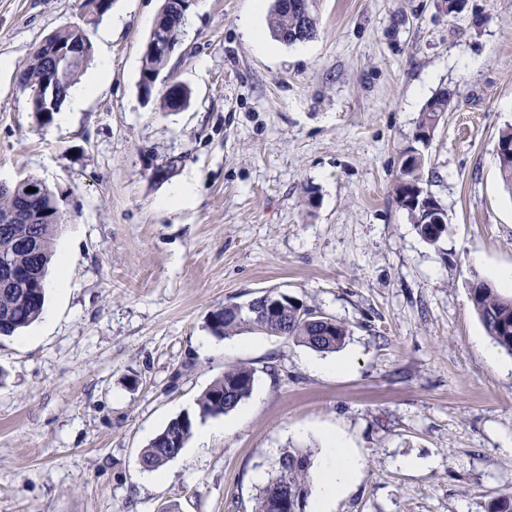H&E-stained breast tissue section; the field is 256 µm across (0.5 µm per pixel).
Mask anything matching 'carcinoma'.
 Returning <instances> with one entry per match:
<instances>
[{
	"label": "carcinoma",
	"instance_id": "1",
	"mask_svg": "<svg viewBox=\"0 0 512 512\" xmlns=\"http://www.w3.org/2000/svg\"><path fill=\"white\" fill-rule=\"evenodd\" d=\"M83 23L67 26L46 41L62 46H75L79 55L61 74V92L67 95L82 76L94 53L90 29L95 27L110 10L103 0H82ZM166 25L180 31L186 12L180 8V0H163L160 9ZM269 29L274 39L294 44L312 39L316 35V18L306 19L301 13L280 5L274 0L269 16ZM169 59L143 49L141 89L145 98L153 90L154 74L167 69ZM56 68L55 61L46 53L36 49L29 64L21 74V80L30 89L36 88L49 71ZM456 92L442 88L433 94L420 112L411 144L401 152V164L392 191L397 205L408 213L420 234L430 243L437 242L446 232L447 224H434L436 216L446 217L445 209L429 191L424 189L425 154L420 148L431 139L445 114L453 106ZM499 179L508 192H512V154H498ZM39 181L28 179L0 188V212L25 208L40 220L41 237L36 249L21 246L31 226L15 224L7 233L0 232V257L8 256L15 270L28 272L23 288H0V336H11L36 322L45 303V284L52 261V245L61 226L58 203L51 193L45 191L38 199H28L26 188ZM469 299L487 334L505 351L512 354V295H503L489 283L476 279L469 283ZM285 315L269 322L246 325L235 309L222 308L212 314L209 328L219 337L240 336L259 332L269 336L284 337L305 345L317 352H334L341 348L348 327L335 319L315 312L291 297H283ZM254 371L241 364L227 365L224 373L214 380L197 399L198 416L205 419L235 410L252 392ZM193 418L179 416L149 442L141 454L143 468L157 470L178 454L192 434ZM310 448H288L282 452L277 467L267 481L257 489L252 512H282L277 504L288 500V512H294L296 497L307 501L310 489Z\"/></svg>",
	"mask_w": 512,
	"mask_h": 512
}]
</instances>
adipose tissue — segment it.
I'll return each instance as SVG.
<instances>
[{"mask_svg": "<svg viewBox=\"0 0 512 512\" xmlns=\"http://www.w3.org/2000/svg\"><path fill=\"white\" fill-rule=\"evenodd\" d=\"M363 465L362 458L346 448L340 436L327 434L318 459L314 512H329L331 504L348 491Z\"/></svg>", "mask_w": 512, "mask_h": 512, "instance_id": "1", "label": "adipose tissue"}]
</instances>
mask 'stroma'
I'll return each mask as SVG.
<instances>
[{
  "label": "stroma",
  "instance_id": "35a3bbf8",
  "mask_svg": "<svg viewBox=\"0 0 512 512\" xmlns=\"http://www.w3.org/2000/svg\"><path fill=\"white\" fill-rule=\"evenodd\" d=\"M271 4L194 0L147 98L162 0H112L80 78L97 90L43 123L19 75L81 23V0H0V181H41L63 219L41 318L0 337V512H251L256 474L330 431L364 461L330 512H488L512 491V355L467 291L512 270L495 155L512 0L455 18L437 0H316V36L293 45L272 37ZM173 82L189 96L170 112ZM443 87L456 101L424 187L448 232L432 244L392 185ZM268 291L347 325L343 348L212 335V312ZM236 363L251 395L196 422L208 444L144 470L149 441ZM178 39H175L174 33L166 26L156 23L148 38V44L154 52L169 56L173 51ZM153 51L143 46V69L141 74V89L145 97H150L153 90L154 74L159 71H165L168 67L170 58H164L156 55Z\"/></svg>",
  "mask_w": 512,
  "mask_h": 512
}]
</instances>
